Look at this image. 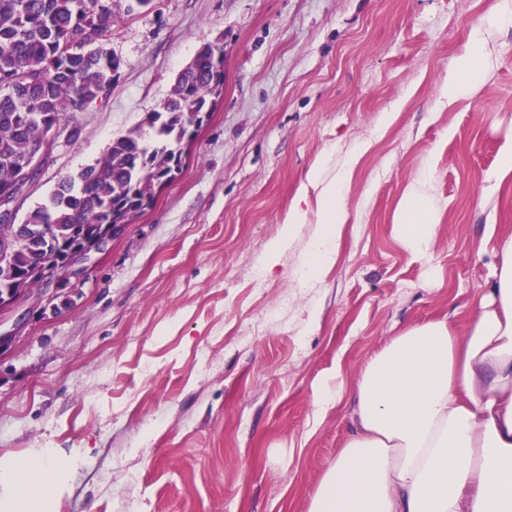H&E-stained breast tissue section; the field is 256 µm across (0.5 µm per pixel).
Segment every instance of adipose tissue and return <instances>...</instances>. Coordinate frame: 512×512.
Returning <instances> with one entry per match:
<instances>
[{"label": "adipose tissue", "mask_w": 512, "mask_h": 512, "mask_svg": "<svg viewBox=\"0 0 512 512\" xmlns=\"http://www.w3.org/2000/svg\"><path fill=\"white\" fill-rule=\"evenodd\" d=\"M328 163L309 173L321 186L316 200L298 194L270 246L274 256L286 250L296 225L316 213L312 272L332 262L346 216L343 180L325 179ZM400 217L403 244L428 249L437 227L425 178L408 186ZM496 252L464 331L445 318L409 326L359 370L351 432L307 512H512V236ZM55 479L53 466L19 464L0 484L34 503Z\"/></svg>", "instance_id": "obj_1"}]
</instances>
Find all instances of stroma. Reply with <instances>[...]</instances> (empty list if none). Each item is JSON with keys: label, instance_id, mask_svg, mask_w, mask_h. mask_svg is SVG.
<instances>
[{"label": "stroma", "instance_id": "stroma-1", "mask_svg": "<svg viewBox=\"0 0 512 512\" xmlns=\"http://www.w3.org/2000/svg\"><path fill=\"white\" fill-rule=\"evenodd\" d=\"M500 0H154L119 14L120 77L56 139L14 221L160 110L207 43L224 93L181 172L35 307L0 352V468L50 448L55 512H306L348 434L350 389L401 329L464 326L512 234V12ZM482 27L483 75L439 87ZM345 173L334 260L306 273L315 224L273 269L270 242L323 155ZM428 173L439 234L406 249L398 219Z\"/></svg>", "mask_w": 512, "mask_h": 512}]
</instances>
